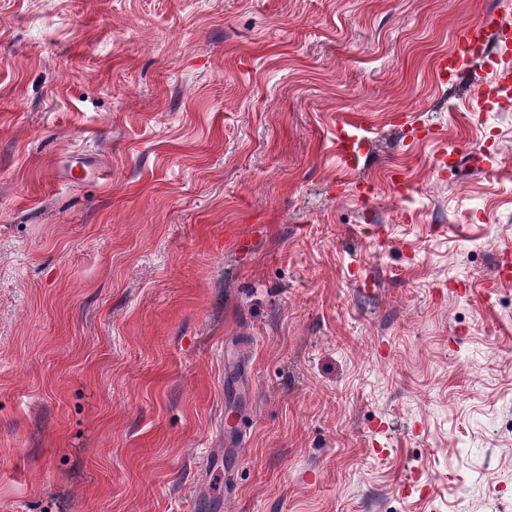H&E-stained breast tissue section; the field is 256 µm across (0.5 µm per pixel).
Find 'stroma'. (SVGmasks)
I'll use <instances>...</instances> for the list:
<instances>
[{
  "label": "stroma",
  "mask_w": 512,
  "mask_h": 512,
  "mask_svg": "<svg viewBox=\"0 0 512 512\" xmlns=\"http://www.w3.org/2000/svg\"><path fill=\"white\" fill-rule=\"evenodd\" d=\"M490 11L0 0V512H512ZM511 27L512 18L495 11L486 13L474 23L464 27L454 48L440 61V78L452 82L461 73H468L469 60L473 56L483 54L494 58L496 52L491 49L489 34H500ZM336 139L340 147V158L343 166L347 170L356 168L358 164L357 140L350 129L341 126L337 129Z\"/></svg>",
  "instance_id": "35a3bbf8"
}]
</instances>
